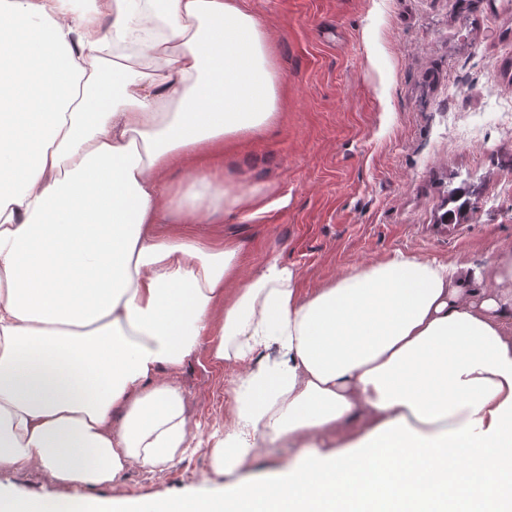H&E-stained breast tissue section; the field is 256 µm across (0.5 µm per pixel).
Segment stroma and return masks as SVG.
<instances>
[{
  "instance_id": "stroma-1",
  "label": "stroma",
  "mask_w": 512,
  "mask_h": 512,
  "mask_svg": "<svg viewBox=\"0 0 512 512\" xmlns=\"http://www.w3.org/2000/svg\"><path fill=\"white\" fill-rule=\"evenodd\" d=\"M269 35L280 115L224 156V181L261 187L264 210L197 224L239 244L243 272L276 256L312 291L396 253L486 270L512 252V0H245ZM466 202L442 222L454 197ZM203 446L161 472L133 469L103 498L208 496L205 443L229 425L232 368L209 341L176 378ZM78 486L0 472V495L64 498Z\"/></svg>"
}]
</instances>
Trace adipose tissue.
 Segmentation results:
<instances>
[{
	"label": "adipose tissue",
	"instance_id": "ef3b65f1",
	"mask_svg": "<svg viewBox=\"0 0 512 512\" xmlns=\"http://www.w3.org/2000/svg\"><path fill=\"white\" fill-rule=\"evenodd\" d=\"M280 102L239 0H0V471L85 488L0 512H113L95 489L181 457L204 336L240 378L234 480L139 512H512V253L492 289L399 253L306 293L192 236L261 213L222 162ZM277 439L321 446L249 476Z\"/></svg>",
	"mask_w": 512,
	"mask_h": 512
}]
</instances>
